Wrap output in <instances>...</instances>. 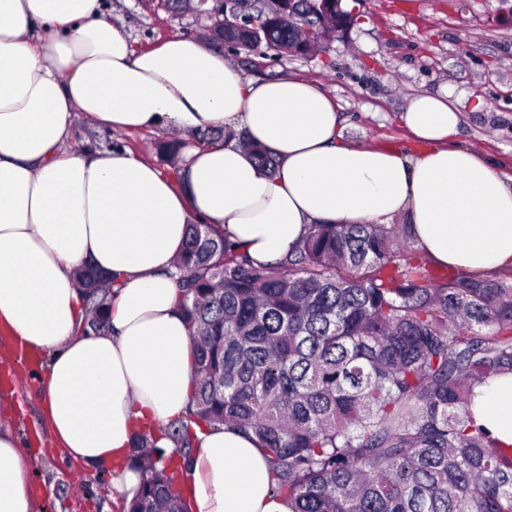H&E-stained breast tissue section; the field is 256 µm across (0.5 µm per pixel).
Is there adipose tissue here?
Returning <instances> with one entry per match:
<instances>
[{
    "label": "adipose tissue",
    "instance_id": "obj_1",
    "mask_svg": "<svg viewBox=\"0 0 512 512\" xmlns=\"http://www.w3.org/2000/svg\"><path fill=\"white\" fill-rule=\"evenodd\" d=\"M80 116L190 145L164 170L128 150L78 151ZM398 120L404 144H359L318 82L247 79L192 37L135 48L102 0H0V328L43 355L41 414L65 458L111 470L129 500L135 437L170 448L161 432L193 397L170 276L190 223L218 225L255 263L275 264L313 225L400 220L432 264L480 278L512 269V175L456 144L457 100L414 95ZM87 262L115 278L110 328L97 335L79 330ZM16 398L0 393V512H38ZM473 403L512 444V377L477 386ZM196 443L180 477L189 512H292L251 435L215 425Z\"/></svg>",
    "mask_w": 512,
    "mask_h": 512
}]
</instances>
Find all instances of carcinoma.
<instances>
[{"mask_svg":"<svg viewBox=\"0 0 512 512\" xmlns=\"http://www.w3.org/2000/svg\"><path fill=\"white\" fill-rule=\"evenodd\" d=\"M240 27L224 46L286 56L314 0ZM399 224H315L276 266L256 264L212 224L189 225L176 262L195 349V410L158 439L136 437L144 473L128 512H187L179 488L194 428L253 435L293 512H512V446L472 409L475 385L512 375V283L436 278ZM104 273L78 274L81 331L108 329Z\"/></svg>","mask_w":512,"mask_h":512,"instance_id":"carcinoma-1","label":"carcinoma"}]
</instances>
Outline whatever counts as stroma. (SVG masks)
Listing matches in <instances>:
<instances>
[{"instance_id": "stroma-1", "label": "stroma", "mask_w": 512, "mask_h": 512, "mask_svg": "<svg viewBox=\"0 0 512 512\" xmlns=\"http://www.w3.org/2000/svg\"><path fill=\"white\" fill-rule=\"evenodd\" d=\"M356 22L326 52L262 57L239 51L242 72L263 79L295 74L320 81L336 95L349 137L400 142L396 118L409 97L450 91L463 114L462 142L512 174V26L500 21L502 0H346ZM137 47L183 35L200 37L190 16L163 10L158 0H104ZM77 146H126L167 167L159 151L167 137H131L77 121ZM31 475L41 512H123L109 472L73 464L52 447L35 453Z\"/></svg>"}]
</instances>
